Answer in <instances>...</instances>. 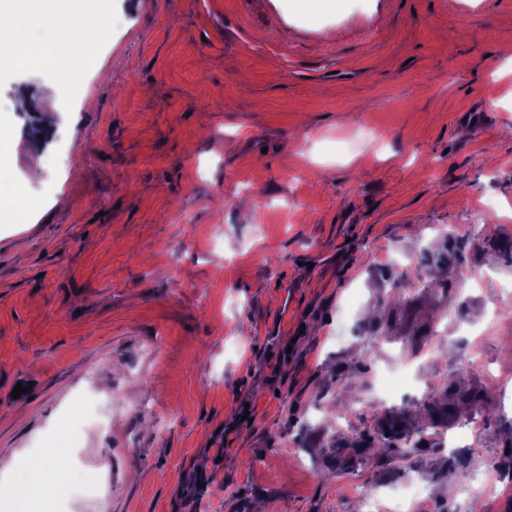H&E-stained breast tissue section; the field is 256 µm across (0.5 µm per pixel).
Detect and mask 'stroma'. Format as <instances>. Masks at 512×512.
Listing matches in <instances>:
<instances>
[{"label":"stroma","instance_id":"stroma-1","mask_svg":"<svg viewBox=\"0 0 512 512\" xmlns=\"http://www.w3.org/2000/svg\"><path fill=\"white\" fill-rule=\"evenodd\" d=\"M92 5L94 70L0 73L36 203L0 212V480L71 448L107 487L55 512H362L416 478L417 512H512V0ZM84 399L112 425L69 436Z\"/></svg>","mask_w":512,"mask_h":512}]
</instances>
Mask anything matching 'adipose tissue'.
Segmentation results:
<instances>
[{"label":"adipose tissue","instance_id":"obj_1","mask_svg":"<svg viewBox=\"0 0 512 512\" xmlns=\"http://www.w3.org/2000/svg\"><path fill=\"white\" fill-rule=\"evenodd\" d=\"M99 32L84 0H0V71L30 58L65 82L72 68L94 53ZM66 479L60 462H40L25 467L8 491L21 501L36 496L48 504Z\"/></svg>","mask_w":512,"mask_h":512}]
</instances>
